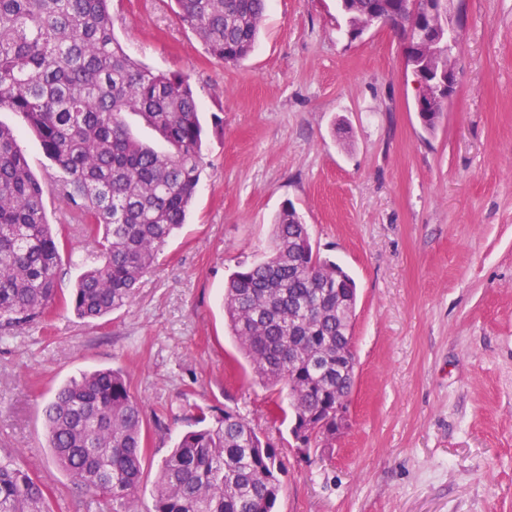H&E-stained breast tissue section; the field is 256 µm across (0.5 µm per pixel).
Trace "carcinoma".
Returning <instances> with one entry per match:
<instances>
[{
	"label": "carcinoma",
	"mask_w": 512,
	"mask_h": 512,
	"mask_svg": "<svg viewBox=\"0 0 512 512\" xmlns=\"http://www.w3.org/2000/svg\"><path fill=\"white\" fill-rule=\"evenodd\" d=\"M110 0H0V110L21 114L62 173L57 193L95 244L70 299L83 320L100 319L135 297L158 252L185 224L203 171L204 130L186 75L138 63L112 32ZM370 0H344L351 22L365 21ZM176 13L209 54L226 64L248 56L266 0H174ZM392 27L406 20L405 0H389ZM416 54L438 46L421 28ZM447 106L423 98L424 126ZM139 116L158 144L135 137ZM45 185L0 124V337L42 318L58 299L64 225L49 222ZM265 259L233 273L224 312L255 376L287 392L291 411L271 401L275 423L325 405L354 383V280L306 249L307 224L285 204L273 221ZM48 448L73 484L112 505L139 512L147 451L143 405L117 369L84 371L43 402ZM283 460L248 421L198 409L160 463L153 512H274ZM45 486L27 469L0 464V512H45Z\"/></svg>",
	"instance_id": "obj_1"
}]
</instances>
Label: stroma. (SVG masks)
<instances>
[{"mask_svg":"<svg viewBox=\"0 0 512 512\" xmlns=\"http://www.w3.org/2000/svg\"><path fill=\"white\" fill-rule=\"evenodd\" d=\"M112 29L145 66L188 75L207 131L188 222L134 300L83 321L63 305L0 341V462L49 489V512H106L53 463L42 402L80 372L123 370L148 452L137 507L197 408L242 415L286 462L275 512H512V0H464L457 84L421 124L397 36L348 41L336 0H269L258 42L212 57L171 0H111ZM35 175L58 170L22 116ZM291 204L319 254L355 280L348 425L303 447L271 423L221 295L267 255Z\"/></svg>","mask_w":512,"mask_h":512,"instance_id":"obj_1","label":"stroma"}]
</instances>
